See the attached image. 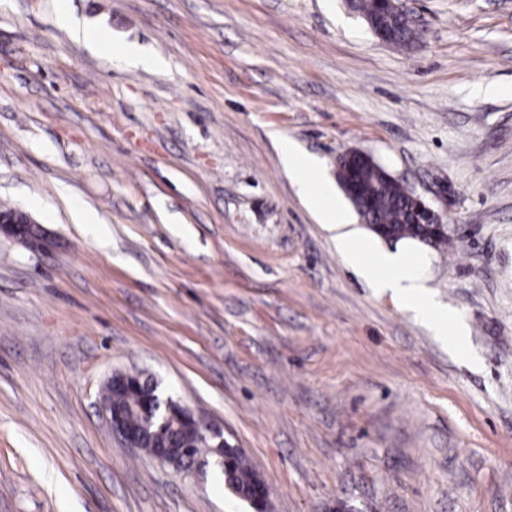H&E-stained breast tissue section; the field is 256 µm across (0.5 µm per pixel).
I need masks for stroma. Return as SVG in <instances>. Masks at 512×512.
Segmentation results:
<instances>
[{
    "label": "stroma",
    "mask_w": 512,
    "mask_h": 512,
    "mask_svg": "<svg viewBox=\"0 0 512 512\" xmlns=\"http://www.w3.org/2000/svg\"><path fill=\"white\" fill-rule=\"evenodd\" d=\"M405 4L400 48L344 0H0V206L52 241L0 234V512H252L117 443L116 370L223 428L271 512H512V0ZM283 137L446 217L462 353L347 267ZM372 162L378 164L372 155L358 149L347 150L336 159L337 175L344 173L341 177V186L349 198H358L360 193L359 181L357 180L358 170L362 165Z\"/></svg>",
    "instance_id": "1"
}]
</instances>
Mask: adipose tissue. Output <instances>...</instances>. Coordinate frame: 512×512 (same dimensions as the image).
<instances>
[{
  "mask_svg": "<svg viewBox=\"0 0 512 512\" xmlns=\"http://www.w3.org/2000/svg\"><path fill=\"white\" fill-rule=\"evenodd\" d=\"M279 150L284 168L298 177L307 206L323 223L337 228L336 249L345 263L373 287L391 293L403 308L431 324L437 335L462 338L465 329L458 317L427 299L419 254L408 247L395 252L376 250L359 240L347 230V214L337 203L331 184L320 177L315 163L302 156L290 139H281Z\"/></svg>",
  "mask_w": 512,
  "mask_h": 512,
  "instance_id": "adipose-tissue-1",
  "label": "adipose tissue"
}]
</instances>
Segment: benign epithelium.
<instances>
[{
    "instance_id": "benign-epithelium-1",
    "label": "benign epithelium",
    "mask_w": 512,
    "mask_h": 512,
    "mask_svg": "<svg viewBox=\"0 0 512 512\" xmlns=\"http://www.w3.org/2000/svg\"><path fill=\"white\" fill-rule=\"evenodd\" d=\"M372 162H374L372 155L358 149L347 150L336 159L337 173L343 174L341 186L349 198H358L360 193L358 170L361 166ZM411 206L416 222L427 227L424 239L431 240L444 233L447 227L446 221L422 196L412 194ZM39 230L40 227L22 211L14 210L10 214H0V233L13 236L24 244L31 236L38 234ZM108 383L117 388H131L137 391L142 389L144 393L140 394V406L151 403L157 409L163 408V413L150 422V425L155 427L154 433L162 432L168 419L175 414L178 420L177 427L183 429L196 441L206 443L211 454L216 456L218 461H224V451L237 449V446L230 444L224 438V430L209 424L179 402L170 398H160L155 393L154 385H146V381L139 373L118 370L111 374ZM101 411L112 430V435L121 442L123 447H142L143 431L127 423L125 410L112 406L111 401L104 399L101 402ZM154 459L163 465H168L177 474L181 472L180 458L165 447L157 450Z\"/></svg>"
}]
</instances>
